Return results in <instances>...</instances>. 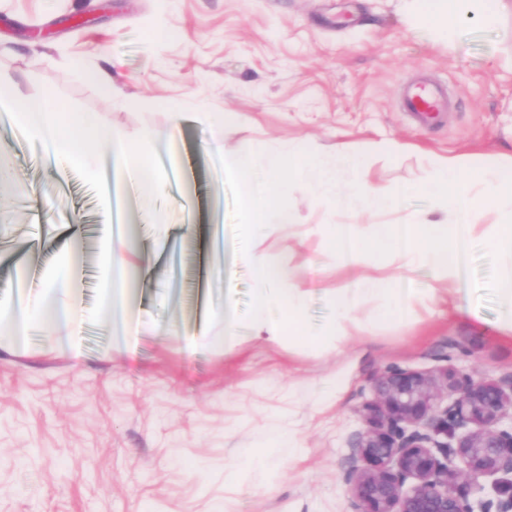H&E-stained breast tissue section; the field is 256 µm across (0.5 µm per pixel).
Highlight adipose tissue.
I'll use <instances>...</instances> for the list:
<instances>
[{"label": "adipose tissue", "instance_id": "1", "mask_svg": "<svg viewBox=\"0 0 512 512\" xmlns=\"http://www.w3.org/2000/svg\"><path fill=\"white\" fill-rule=\"evenodd\" d=\"M413 16L420 22L457 21L471 13H479L484 20H492L494 12L486 0H413ZM163 128L147 129L139 142L130 141L121 131L98 127L90 119L84 120L85 130L94 131L113 162L116 182L137 177L139 182L155 185L158 173L148 165L147 152L163 135H176L186 121L182 107L166 104ZM38 117L31 126L38 137L53 142L60 157L79 154L80 137L66 135L63 125L55 116L54 108L40 105ZM334 160L326 162L322 152H315L309 162L297 160L295 153L278 152L267 143L254 142L250 151L227 159L226 165L237 173L243 184V202L254 228L275 224H291L295 215L284 195V177L312 174L318 187L336 180L341 171L358 172L360 158L346 144L333 147ZM428 190L436 197L440 218L422 224H330L325 235L334 253L352 265L364 264L372 251L390 253L401 273L426 271L428 277L452 293L460 273V254L467 238L481 233L486 247L500 263L499 292L503 300L512 305V182L493 174L472 176L470 169L456 157L437 162L426 177ZM407 193L406 188L378 187L360 180L351 197L352 205L360 211L373 213L392 211L399 207ZM499 209L501 220L496 224L479 227L478 219L488 209ZM257 281L253 326L278 341L283 338L308 336L310 341L326 351L336 350L350 335L355 309L366 300L379 299L383 312L403 318L410 312L414 294L393 287L391 280L367 277L352 288L336 291L335 316L315 331H308L303 317L309 291L298 280L293 266L274 261L265 254L250 252L244 256ZM66 278L58 277L47 285L41 320H34L27 309L0 308V333H5L12 344H20L35 325L55 330L52 304L57 291L69 288Z\"/></svg>", "mask_w": 512, "mask_h": 512}]
</instances>
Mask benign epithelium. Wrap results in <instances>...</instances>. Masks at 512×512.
Returning <instances> with one entry per match:
<instances>
[{"mask_svg": "<svg viewBox=\"0 0 512 512\" xmlns=\"http://www.w3.org/2000/svg\"><path fill=\"white\" fill-rule=\"evenodd\" d=\"M441 361L372 379L341 475L346 512H512V373L475 378L454 355Z\"/></svg>", "mask_w": 512, "mask_h": 512, "instance_id": "obj_1", "label": "benign epithelium"}]
</instances>
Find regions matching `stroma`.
Instances as JSON below:
<instances>
[{
    "mask_svg": "<svg viewBox=\"0 0 512 512\" xmlns=\"http://www.w3.org/2000/svg\"><path fill=\"white\" fill-rule=\"evenodd\" d=\"M494 10L492 23L464 20L443 35L415 23L404 0H0V69L17 82L0 96V115L12 117L0 127V155L24 187L0 190V305L33 301L65 267L85 316L76 355L38 327L22 348L0 339V512H221L228 500L236 512H344L347 443L378 371H428L458 346L455 364L473 376L512 372L499 262L482 240L467 250L454 299L435 294L402 320L367 301L350 339L324 351L257 335L255 281L223 232L250 221L224 160L255 140L283 152L341 141L365 157L372 183L407 188L396 212L369 215L336 201L353 191L350 173L319 191L292 181L296 223L251 237L257 251L298 268L315 329L334 316L337 288L388 261L376 253L367 266L345 264L322 225L428 221L425 175L448 156L512 181V0ZM159 27L170 37L156 44ZM74 58L107 71L116 95L83 79ZM418 83L443 85L453 102L436 125L403 110ZM200 98L224 126L190 119L163 141L152 198L116 190L96 141L66 163L40 164L37 139L16 117L18 100L48 101L135 141L162 122L161 102L191 112ZM383 140L401 151L371 153ZM105 211L140 271L133 305L145 327L131 355L114 346L102 301ZM228 300L239 345L189 353L191 335L221 334ZM334 381L343 389L320 406L319 390ZM274 428L296 440L294 459L225 483L240 449Z\"/></svg>",
    "mask_w": 512,
    "mask_h": 512,
    "instance_id": "obj_1",
    "label": "stroma"
}]
</instances>
